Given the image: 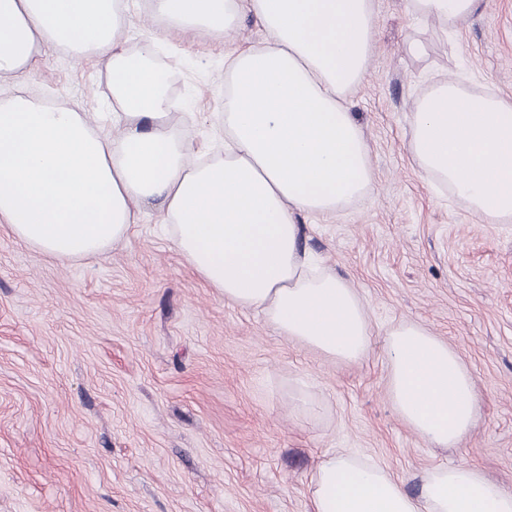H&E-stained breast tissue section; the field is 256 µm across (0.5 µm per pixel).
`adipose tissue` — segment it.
<instances>
[{"label": "adipose tissue", "instance_id": "adipose-tissue-1", "mask_svg": "<svg viewBox=\"0 0 512 512\" xmlns=\"http://www.w3.org/2000/svg\"><path fill=\"white\" fill-rule=\"evenodd\" d=\"M455 28L479 0H411ZM122 0H0V223L58 259L103 253L158 208L178 252L225 301L263 313L280 335L355 364L371 346L351 283L316 270L295 217L332 216L374 183L370 152L347 97L369 63L374 0H151L179 30L222 37L243 10L269 36L233 52L224 95V150L200 160L173 124L169 74L153 40L129 51ZM93 57L113 108L46 104L15 86L41 47ZM407 150L433 183L488 224L512 222V98L435 83L411 114ZM387 395L432 448H455L476 408L473 376L421 324L389 328ZM312 512H512V492L472 464L428 469L419 496L381 466L339 453L312 478Z\"/></svg>", "mask_w": 512, "mask_h": 512}]
</instances>
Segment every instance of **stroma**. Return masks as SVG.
Instances as JSON below:
<instances>
[{"label":"stroma","instance_id":"obj_1","mask_svg":"<svg viewBox=\"0 0 512 512\" xmlns=\"http://www.w3.org/2000/svg\"><path fill=\"white\" fill-rule=\"evenodd\" d=\"M121 20L129 50L160 39L174 120L191 119L199 155L220 149L224 57L267 47L262 26L246 12L228 36L183 33L150 0H124ZM453 76L512 97V0H481L449 33L409 0H374L371 58L350 96L373 187L336 216L301 219L308 252L367 305L371 349L357 364L224 301L158 210L102 256L70 261L0 224V512H310L317 465L342 450L411 494L425 470L463 461L512 492V223L471 216L406 149L415 102ZM16 84L90 114L111 97L94 58L55 45ZM401 321L446 340L475 379L459 447H426L388 399L384 333Z\"/></svg>","mask_w":512,"mask_h":512}]
</instances>
